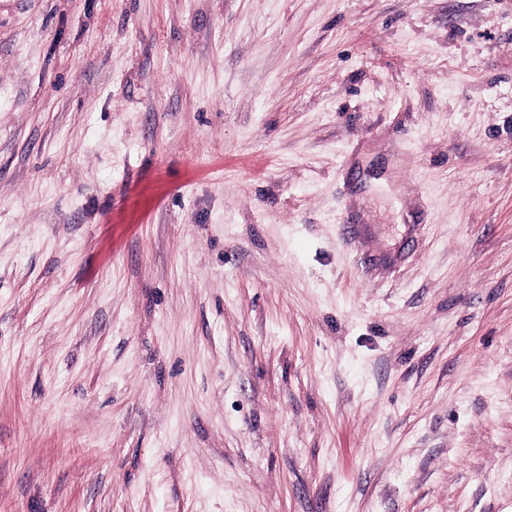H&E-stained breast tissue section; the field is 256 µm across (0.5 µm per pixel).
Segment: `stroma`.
<instances>
[{"instance_id": "stroma-1", "label": "stroma", "mask_w": 512, "mask_h": 512, "mask_svg": "<svg viewBox=\"0 0 512 512\" xmlns=\"http://www.w3.org/2000/svg\"><path fill=\"white\" fill-rule=\"evenodd\" d=\"M0 512H512V0H0Z\"/></svg>"}]
</instances>
